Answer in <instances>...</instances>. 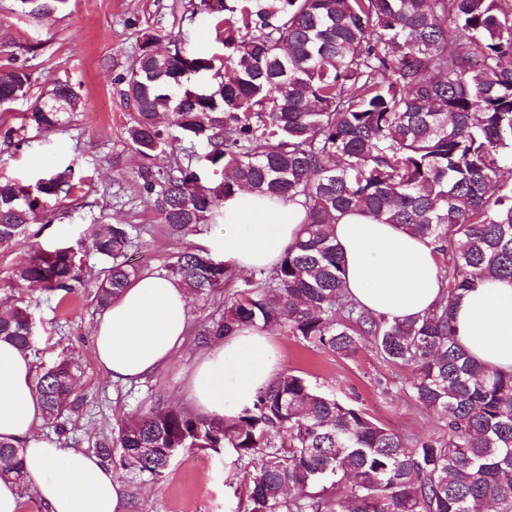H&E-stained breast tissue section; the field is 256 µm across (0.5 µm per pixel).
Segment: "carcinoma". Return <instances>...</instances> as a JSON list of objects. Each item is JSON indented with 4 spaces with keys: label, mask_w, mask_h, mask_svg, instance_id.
Returning <instances> with one entry per match:
<instances>
[{
    "label": "carcinoma",
    "mask_w": 512,
    "mask_h": 512,
    "mask_svg": "<svg viewBox=\"0 0 512 512\" xmlns=\"http://www.w3.org/2000/svg\"><path fill=\"white\" fill-rule=\"evenodd\" d=\"M49 17L63 0H18ZM224 25L228 79L203 84L213 60L176 47H140L120 95L131 108L127 140L137 179L169 237L208 221L224 197L247 188L297 202L307 219L268 274L224 301L196 332L201 347L244 328L287 329L341 355L371 336L382 357L410 366L414 400L446 421L448 440L400 435L305 378L281 373L234 419L157 406L131 416L98 455L143 484L163 478L189 449H232L248 461L249 512H512V372L491 371L458 345L451 314L485 276L512 279V0H201ZM467 39L469 49L459 47ZM32 73L0 71V106L24 96ZM67 82L29 116L55 130L76 107ZM177 130L204 140L215 187L177 162L160 167ZM72 166L33 185L0 181V249L27 247L13 278L61 296L87 287L71 246L25 240L39 213L70 194ZM361 212L439 244V300L410 320L379 318L345 289L333 236L339 217ZM132 224L93 231L108 264L96 284L101 308L142 275L128 252ZM167 273L208 303L232 279L224 262L186 248ZM0 338L30 349L26 307L0 314ZM77 366L62 358L37 375L45 419L60 435ZM153 448L151 456L142 449ZM21 449L0 441V478L23 482Z\"/></svg>",
    "instance_id": "carcinoma-1"
}]
</instances>
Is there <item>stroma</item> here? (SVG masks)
<instances>
[{
  "mask_svg": "<svg viewBox=\"0 0 512 512\" xmlns=\"http://www.w3.org/2000/svg\"><path fill=\"white\" fill-rule=\"evenodd\" d=\"M200 0H67L50 18L21 14L16 0H0V70L26 66L34 84L26 96L0 107V179L28 185L50 170L73 166L76 186L71 195L40 215L28 230L41 248L73 246L87 283L105 275V265L89 249L94 229L103 224H134L142 233L130 257L145 271L159 270L185 248L220 236L213 219L183 240L169 238L146 203L136 173L141 157L127 142L130 110L120 90L145 38L159 50L178 44L188 53L223 59L224 45L211 16L200 12ZM58 82L70 83L79 98L66 112L59 130L28 124L27 114ZM23 248L0 251V307L29 306L36 342V365L59 357L79 366L73 399L78 408L67 424L70 440L92 452L99 440L112 437L134 413L156 402L186 408L189 375L203 353L194 328L208 319L225 296L239 291L248 272H237L221 296L206 304L191 299L190 335L170 362L144 382H112L99 367L92 335L102 315L92 295L60 297L40 284L17 282L12 268ZM282 367L307 379L327 394L355 403L377 422L405 439L447 438L439 416L412 397L411 367L385 361L371 337H362L354 352H336L305 344L287 330L269 329ZM248 466L230 452L217 455L193 449L181 453L165 478L136 484L119 480L127 495L126 512H248Z\"/></svg>",
  "mask_w": 512,
  "mask_h": 512,
  "instance_id": "1",
  "label": "stroma"
}]
</instances>
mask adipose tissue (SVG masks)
Masks as SVG:
<instances>
[{"label":"adipose tissue","mask_w":512,"mask_h":512,"mask_svg":"<svg viewBox=\"0 0 512 512\" xmlns=\"http://www.w3.org/2000/svg\"><path fill=\"white\" fill-rule=\"evenodd\" d=\"M307 218L296 203L246 190L224 200V236L207 241L211 255L240 271L274 268ZM345 263L346 287L369 312L390 320L423 315L442 292L437 245L399 226L351 213L333 226ZM189 295L166 271L132 282L100 318L92 341L112 380L133 384L155 375L185 341ZM457 343L491 370L512 372V280H479L453 309ZM280 374L267 333L243 329L213 343L194 367L187 399L203 416H237L259 387ZM29 350L0 339V440L20 444L25 486L46 512H125L123 486L100 457L63 446L39 429ZM21 485V486H24ZM20 485L0 479V512H21Z\"/></svg>","instance_id":"ef3b65f1"}]
</instances>
